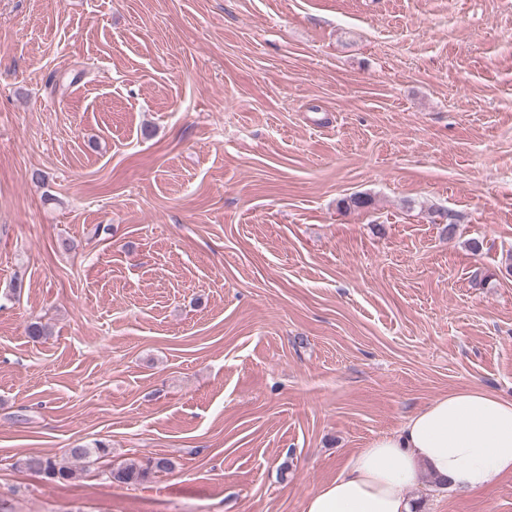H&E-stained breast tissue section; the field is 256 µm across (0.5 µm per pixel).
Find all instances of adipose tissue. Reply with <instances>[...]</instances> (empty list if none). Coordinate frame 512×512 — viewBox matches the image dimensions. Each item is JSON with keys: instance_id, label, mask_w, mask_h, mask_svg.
<instances>
[{"instance_id": "obj_1", "label": "adipose tissue", "mask_w": 512, "mask_h": 512, "mask_svg": "<svg viewBox=\"0 0 512 512\" xmlns=\"http://www.w3.org/2000/svg\"><path fill=\"white\" fill-rule=\"evenodd\" d=\"M512 475V399L471 387L437 397L395 431L357 450L304 512H412L407 490L432 479L450 492H488Z\"/></svg>"}]
</instances>
